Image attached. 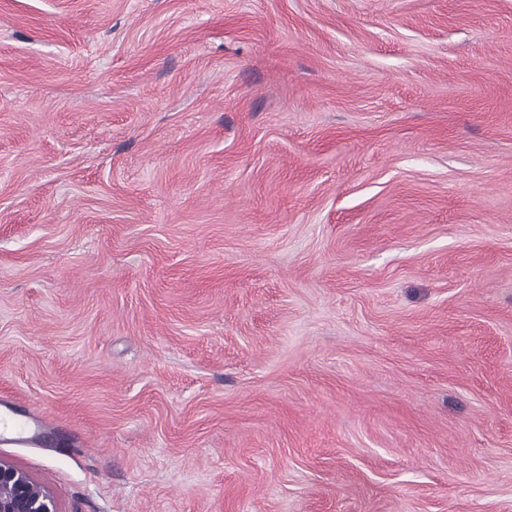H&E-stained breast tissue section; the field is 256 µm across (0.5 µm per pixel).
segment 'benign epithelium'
Segmentation results:
<instances>
[{
	"label": "benign epithelium",
	"mask_w": 512,
	"mask_h": 512,
	"mask_svg": "<svg viewBox=\"0 0 512 512\" xmlns=\"http://www.w3.org/2000/svg\"><path fill=\"white\" fill-rule=\"evenodd\" d=\"M0 512H58L50 491L0 459Z\"/></svg>",
	"instance_id": "benign-epithelium-1"
}]
</instances>
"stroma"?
I'll return each mask as SVG.
<instances>
[{"label": "stroma", "mask_w": 512, "mask_h": 512, "mask_svg": "<svg viewBox=\"0 0 512 512\" xmlns=\"http://www.w3.org/2000/svg\"><path fill=\"white\" fill-rule=\"evenodd\" d=\"M2 399L59 512H512V0H0ZM0 416V437L2 442L11 444H37L44 438L46 432L38 422H32L27 417L13 414L4 406Z\"/></svg>", "instance_id": "stroma-1"}]
</instances>
